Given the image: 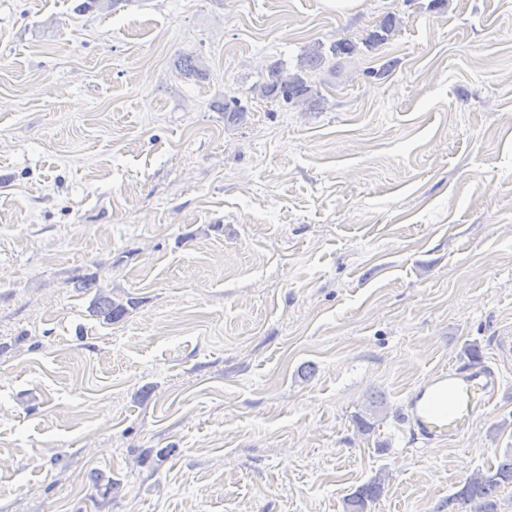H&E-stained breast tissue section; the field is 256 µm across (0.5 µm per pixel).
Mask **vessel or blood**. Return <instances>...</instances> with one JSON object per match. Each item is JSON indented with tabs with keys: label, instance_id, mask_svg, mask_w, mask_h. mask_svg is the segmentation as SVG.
I'll return each instance as SVG.
<instances>
[{
	"label": "vessel or blood",
	"instance_id": "vessel-or-blood-1",
	"mask_svg": "<svg viewBox=\"0 0 512 512\" xmlns=\"http://www.w3.org/2000/svg\"><path fill=\"white\" fill-rule=\"evenodd\" d=\"M502 387V375L475 357L414 386L402 400L403 420L424 442L445 445L462 435L474 414L496 404Z\"/></svg>",
	"mask_w": 512,
	"mask_h": 512
}]
</instances>
